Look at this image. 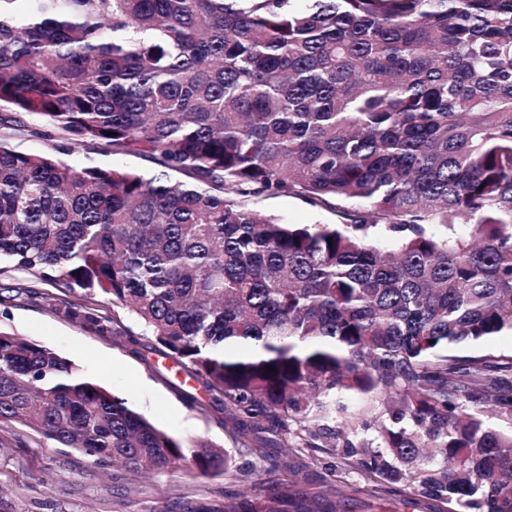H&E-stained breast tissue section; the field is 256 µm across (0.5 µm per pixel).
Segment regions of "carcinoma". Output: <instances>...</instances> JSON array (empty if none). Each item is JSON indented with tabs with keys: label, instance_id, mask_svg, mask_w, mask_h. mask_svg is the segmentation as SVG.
Returning a JSON list of instances; mask_svg holds the SVG:
<instances>
[{
	"label": "carcinoma",
	"instance_id": "cac0c4a2",
	"mask_svg": "<svg viewBox=\"0 0 512 512\" xmlns=\"http://www.w3.org/2000/svg\"><path fill=\"white\" fill-rule=\"evenodd\" d=\"M293 2L0 0V126L48 141L0 137V273L81 294L54 310L101 336L132 319L322 465L191 512H512V354L480 350L512 335V0ZM0 422L133 473H250L2 331ZM60 157L69 166L78 169L88 165H99L102 167H112L114 169L135 170L149 176L161 170L153 161L135 154L104 153L93 150L76 149L68 154L60 155ZM252 209L272 214L289 224H336L340 218L333 208L315 207L293 196H258L251 200Z\"/></svg>",
	"mask_w": 512,
	"mask_h": 512
}]
</instances>
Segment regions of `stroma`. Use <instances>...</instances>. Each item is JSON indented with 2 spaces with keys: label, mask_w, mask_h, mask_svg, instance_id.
<instances>
[{
  "label": "stroma",
  "mask_w": 512,
  "mask_h": 512,
  "mask_svg": "<svg viewBox=\"0 0 512 512\" xmlns=\"http://www.w3.org/2000/svg\"><path fill=\"white\" fill-rule=\"evenodd\" d=\"M64 160L78 169L99 165L149 176L159 171L148 158L127 153L77 149ZM251 207L291 224L338 221L333 208L315 207L293 196H258ZM72 298L66 289L41 284L29 274H2L0 330L54 349L176 438L230 449L250 474L231 485L222 473L180 467L134 475L120 467H101L36 432L2 423L0 512H183L199 501L223 500L228 490L266 493L270 484L265 471L275 461L294 464L299 477L317 480L320 470L310 454H292L268 432L242 433L225 416L221 402L159 352L153 337L141 336L132 343L124 336H101L57 315L53 301Z\"/></svg>",
  "instance_id": "obj_1"
}]
</instances>
